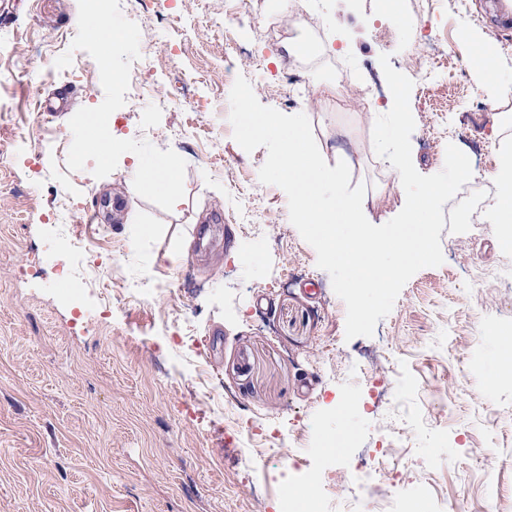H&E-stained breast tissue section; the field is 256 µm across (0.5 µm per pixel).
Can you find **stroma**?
<instances>
[{
	"label": "stroma",
	"mask_w": 512,
	"mask_h": 512,
	"mask_svg": "<svg viewBox=\"0 0 512 512\" xmlns=\"http://www.w3.org/2000/svg\"><path fill=\"white\" fill-rule=\"evenodd\" d=\"M480 2L454 13L403 0L400 32L382 0H322L316 24L340 22L346 48L288 98L282 48L258 28L237 26L225 53L224 0H121L145 92L108 126L186 161L182 203L166 211L136 193L133 153L101 179L66 165L71 117L104 99L98 69L79 68L90 55L70 49L78 0H0V512H287L296 491L320 512H512V374L489 342L512 337L499 283L512 247L486 211L445 225L443 264L405 284L373 336L346 339V306L285 192L259 180L266 148L244 151L229 121L238 75L261 104L307 113L318 145L338 136L353 155L372 220L389 221L405 196L372 131L392 103L370 112L361 95L380 55L414 80V44L445 39L458 64L457 92L442 63L439 89L410 101L419 173L441 171L450 143L500 156L491 115L512 111V53L499 50L512 26ZM68 51L77 70L40 81ZM339 66L351 93L338 110L323 76ZM378 448L388 478L360 489Z\"/></svg>",
	"instance_id": "35a3bbf8"
}]
</instances>
